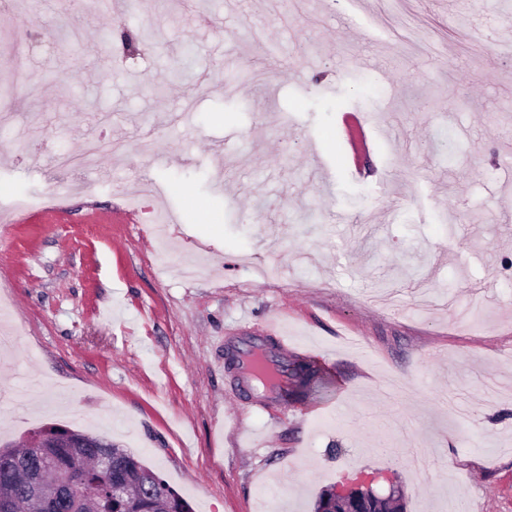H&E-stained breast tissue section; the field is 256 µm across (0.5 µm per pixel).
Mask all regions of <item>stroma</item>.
I'll return each instance as SVG.
<instances>
[{
  "mask_svg": "<svg viewBox=\"0 0 512 512\" xmlns=\"http://www.w3.org/2000/svg\"><path fill=\"white\" fill-rule=\"evenodd\" d=\"M509 34L512 0H6L0 214L46 205L0 235V440L95 431L193 512H314L362 470L512 512ZM345 112L404 130L370 177ZM156 189L170 250L125 209ZM269 325L329 388L245 411L224 342Z\"/></svg>",
  "mask_w": 512,
  "mask_h": 512,
  "instance_id": "stroma-1",
  "label": "stroma"
}]
</instances>
